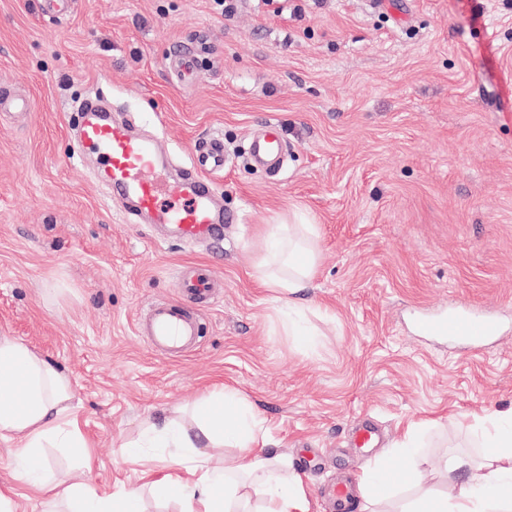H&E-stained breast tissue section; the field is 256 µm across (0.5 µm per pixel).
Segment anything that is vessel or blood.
<instances>
[{
  "mask_svg": "<svg viewBox=\"0 0 512 512\" xmlns=\"http://www.w3.org/2000/svg\"><path fill=\"white\" fill-rule=\"evenodd\" d=\"M205 42L201 35L172 52L168 68L175 79L193 73ZM73 130L82 145L100 159L112 198L128 202L132 215L170 226L174 238L182 242L214 239L221 236L224 225L237 222V214L224 210L217 202L211 179L227 164L223 138L207 139L182 175L164 183L158 179L163 163L156 140L135 134L97 96L90 94L83 99ZM285 155L286 143L280 128L275 123H265L262 136L252 144L253 163L275 172L283 166ZM180 288L182 301L154 305L145 330L153 349L165 350L175 357L181 355L195 333L185 301H205L216 284L204 267L189 266L180 272ZM420 330L429 336L448 335L471 341L497 336L500 324L491 318L457 312L422 321Z\"/></svg>",
  "mask_w": 512,
  "mask_h": 512,
  "instance_id": "b4317fda",
  "label": "vessel or blood"
}]
</instances>
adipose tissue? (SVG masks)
<instances>
[{"mask_svg": "<svg viewBox=\"0 0 512 512\" xmlns=\"http://www.w3.org/2000/svg\"><path fill=\"white\" fill-rule=\"evenodd\" d=\"M315 237L314 226L297 214L289 223L275 225L267 251L285 256L286 262L263 274L262 283L291 293L305 288L315 269ZM72 399L67 376L23 342L0 336V441L15 443L19 479L36 493L55 492L70 512H143L139 490L115 498L90 495L74 486L58 490L48 480L38 448L47 441L62 448L82 441ZM260 428L252 404L238 390L220 386L196 404L192 423L174 418L149 426L145 446L172 451L166 473L145 467L136 446L121 447L120 454L142 465L141 478L156 496L180 498L187 512H249L255 498L259 512H308L302 479L292 472L287 455L265 452ZM482 431L488 452L481 466L473 467L463 458L452 460V470L461 475L453 495L429 510L414 506L409 512H512V412L486 419ZM224 446L238 451L233 465L212 454ZM421 479L419 466L410 460L391 475L380 469L366 471L357 492L370 501L389 483L416 485Z\"/></svg>", "mask_w": 512, "mask_h": 512, "instance_id": "adipose-tissue-1", "label": "adipose tissue"}]
</instances>
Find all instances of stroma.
Segmentation results:
<instances>
[{
	"label": "stroma",
	"mask_w": 512,
	"mask_h": 512,
	"mask_svg": "<svg viewBox=\"0 0 512 512\" xmlns=\"http://www.w3.org/2000/svg\"><path fill=\"white\" fill-rule=\"evenodd\" d=\"M207 34L195 77L167 59ZM34 109L0 123V336L72 381L82 448L41 449L55 482L120 495L140 486L119 454L150 422L188 418L216 383L261 420L268 450L300 463L309 512L324 488L399 465L415 433L422 485L357 512H400L453 492L445 470L481 460L479 421L512 407V0H0V86ZM94 93L134 116L169 176L221 136L216 177L242 221L188 244L128 220L70 129ZM277 122L279 175L249 160ZM301 210L317 229L307 288L260 286L266 237ZM207 263L220 289L198 311L202 341L170 357L137 333L147 304L180 298L178 268ZM467 308L501 324L473 348L420 335L423 317ZM380 440L352 442L359 420ZM0 441L13 512H65L34 495Z\"/></svg>",
	"instance_id": "1"
}]
</instances>
